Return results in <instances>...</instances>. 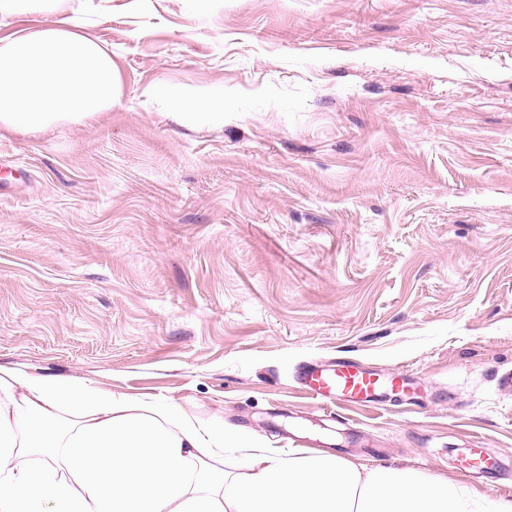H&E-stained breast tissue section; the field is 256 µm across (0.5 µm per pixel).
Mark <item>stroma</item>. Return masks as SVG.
Returning a JSON list of instances; mask_svg holds the SVG:
<instances>
[{
    "label": "stroma",
    "mask_w": 512,
    "mask_h": 512,
    "mask_svg": "<svg viewBox=\"0 0 512 512\" xmlns=\"http://www.w3.org/2000/svg\"><path fill=\"white\" fill-rule=\"evenodd\" d=\"M67 7L119 95L0 132V366L512 498V0ZM348 360L418 404L328 419L298 375ZM175 94L180 97L181 103L195 117L219 116L224 110V94L220 89H212L207 92L194 90H177Z\"/></svg>",
    "instance_id": "1"
}]
</instances>
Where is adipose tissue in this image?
<instances>
[{
    "label": "adipose tissue",
    "instance_id": "1",
    "mask_svg": "<svg viewBox=\"0 0 512 512\" xmlns=\"http://www.w3.org/2000/svg\"><path fill=\"white\" fill-rule=\"evenodd\" d=\"M29 12L45 23L0 38V129L31 135L111 111V52L60 0H0L1 17ZM0 512H512V499L271 448L178 408L0 366Z\"/></svg>",
    "mask_w": 512,
    "mask_h": 512
}]
</instances>
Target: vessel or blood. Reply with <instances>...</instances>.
<instances>
[{
    "label": "vessel or blood",
    "mask_w": 512,
    "mask_h": 512,
    "mask_svg": "<svg viewBox=\"0 0 512 512\" xmlns=\"http://www.w3.org/2000/svg\"><path fill=\"white\" fill-rule=\"evenodd\" d=\"M301 380L306 392L326 406L380 403L408 390L406 379L401 375L350 364L312 365L303 371Z\"/></svg>",
    "instance_id": "obj_1"
}]
</instances>
